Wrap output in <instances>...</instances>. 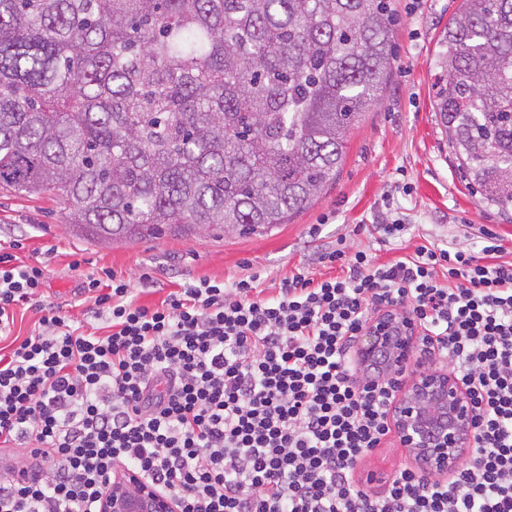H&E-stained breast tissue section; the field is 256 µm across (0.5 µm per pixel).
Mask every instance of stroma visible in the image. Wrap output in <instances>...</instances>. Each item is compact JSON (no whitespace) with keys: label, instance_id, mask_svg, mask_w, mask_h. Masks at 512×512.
<instances>
[{"label":"stroma","instance_id":"1","mask_svg":"<svg viewBox=\"0 0 512 512\" xmlns=\"http://www.w3.org/2000/svg\"><path fill=\"white\" fill-rule=\"evenodd\" d=\"M392 9L394 65L381 101L351 131L336 183L290 223L249 237L102 246L67 232L59 197L0 189V245L22 240L18 255L28 263L48 253L44 304L88 322L94 316L79 289L84 275L104 268L130 280L139 303L153 306L202 278L230 283L256 274L271 291L293 273L318 277L319 254L340 245L368 248L375 262L388 263L426 240L463 239L469 224L493 231L512 251V223L461 179L434 116L438 42L462 0H392ZM386 220L407 224L403 240L379 241L374 227ZM407 463L392 440L359 463L356 475L373 476L379 492Z\"/></svg>","mask_w":512,"mask_h":512}]
</instances>
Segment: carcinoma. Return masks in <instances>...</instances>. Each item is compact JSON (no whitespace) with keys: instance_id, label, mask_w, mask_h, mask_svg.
I'll return each mask as SVG.
<instances>
[{"instance_id":"cac0c4a2","label":"carcinoma","mask_w":512,"mask_h":512,"mask_svg":"<svg viewBox=\"0 0 512 512\" xmlns=\"http://www.w3.org/2000/svg\"><path fill=\"white\" fill-rule=\"evenodd\" d=\"M389 0H0V188L101 245L267 233L336 182L393 63ZM435 119L512 215V0H463Z\"/></svg>"}]
</instances>
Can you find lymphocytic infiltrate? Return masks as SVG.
Instances as JSON below:
<instances>
[{"label":"lymphocytic infiltrate","instance_id":"lymphocytic-infiltrate-1","mask_svg":"<svg viewBox=\"0 0 512 512\" xmlns=\"http://www.w3.org/2000/svg\"><path fill=\"white\" fill-rule=\"evenodd\" d=\"M475 251L426 242L378 264L321 252L264 295L258 276L186 283L139 304L129 280L86 275L104 328L40 306L42 264L0 251V446L38 448V470L0 481V512H98L115 468L180 512H512V258L490 230ZM37 328L12 336L18 307ZM385 309L420 327L431 363L472 390L474 457L455 474L355 480L391 434L392 380L355 367L350 343Z\"/></svg>","mask_w":512,"mask_h":512}]
</instances>
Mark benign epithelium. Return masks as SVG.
Here are the masks:
<instances>
[{"mask_svg": "<svg viewBox=\"0 0 512 512\" xmlns=\"http://www.w3.org/2000/svg\"><path fill=\"white\" fill-rule=\"evenodd\" d=\"M418 326L408 315L383 310L356 336V359L368 372L391 378L396 396L390 426L421 474L448 476L472 454V393L450 370L416 362ZM98 512H179L177 502L117 468L101 495Z\"/></svg>", "mask_w": 512, "mask_h": 512, "instance_id": "1", "label": "benign epithelium"}]
</instances>
